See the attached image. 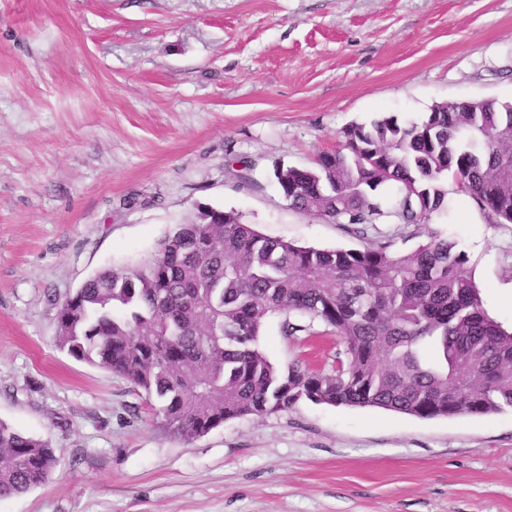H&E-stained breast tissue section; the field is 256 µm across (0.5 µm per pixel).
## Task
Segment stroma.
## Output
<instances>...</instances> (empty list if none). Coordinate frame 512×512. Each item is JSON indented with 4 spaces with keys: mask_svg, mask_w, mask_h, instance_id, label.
<instances>
[{
    "mask_svg": "<svg viewBox=\"0 0 512 512\" xmlns=\"http://www.w3.org/2000/svg\"><path fill=\"white\" fill-rule=\"evenodd\" d=\"M512 103V0H0V420L61 466L0 512H512V409L421 419L304 400L185 444L144 392L57 343L60 304L141 262L198 205L270 238L408 252L454 241L512 327V224L464 193L429 225L367 236L296 211L275 165L350 124L433 104ZM232 158L251 160L242 185ZM260 347L329 368L330 334Z\"/></svg>",
    "mask_w": 512,
    "mask_h": 512,
    "instance_id": "1",
    "label": "stroma"
}]
</instances>
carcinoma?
<instances>
[{
  "instance_id": "carcinoma-1",
  "label": "carcinoma",
  "mask_w": 512,
  "mask_h": 512,
  "mask_svg": "<svg viewBox=\"0 0 512 512\" xmlns=\"http://www.w3.org/2000/svg\"><path fill=\"white\" fill-rule=\"evenodd\" d=\"M343 148L273 177L297 211L354 233L395 215L426 224L447 210L448 178L497 223L512 224V105L437 103L420 123L382 116L343 131ZM398 189L393 211L379 188ZM285 336H336L328 370L282 371L260 348L268 319ZM58 345L118 374L190 442L229 420L300 400L424 419L512 408V333L488 316L467 254L434 232L416 249L325 250L262 235L234 211L178 224L140 264L101 270L58 311ZM57 450L0 421V500L43 483Z\"/></svg>"
}]
</instances>
